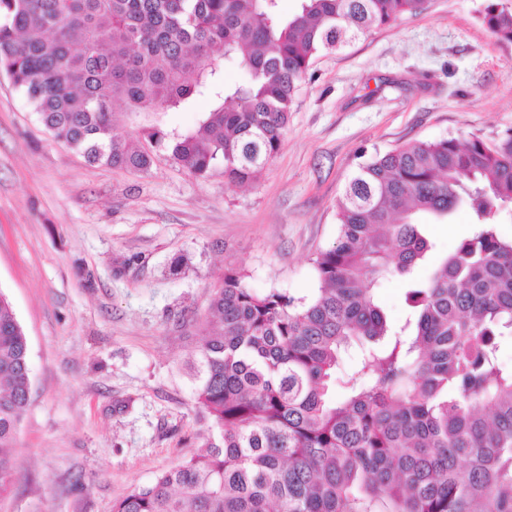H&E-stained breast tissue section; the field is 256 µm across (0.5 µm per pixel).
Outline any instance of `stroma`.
Masks as SVG:
<instances>
[{
	"label": "stroma",
	"instance_id": "1",
	"mask_svg": "<svg viewBox=\"0 0 512 512\" xmlns=\"http://www.w3.org/2000/svg\"><path fill=\"white\" fill-rule=\"evenodd\" d=\"M490 0H428L319 53L283 145L246 185L181 169H112L45 131L0 69V292L29 341L32 398L0 512H112L202 451L212 432L191 365L225 270L298 299L336 239V200L359 164L414 140L512 128V44ZM465 206L427 220L434 256L471 235ZM185 257L177 276L170 263ZM482 23L499 41L512 43V8L489 4L482 15Z\"/></svg>",
	"mask_w": 512,
	"mask_h": 512
}]
</instances>
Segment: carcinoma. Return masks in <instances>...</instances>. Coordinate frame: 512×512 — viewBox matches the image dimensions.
<instances>
[{"instance_id":"obj_1","label":"carcinoma","mask_w":512,"mask_h":512,"mask_svg":"<svg viewBox=\"0 0 512 512\" xmlns=\"http://www.w3.org/2000/svg\"><path fill=\"white\" fill-rule=\"evenodd\" d=\"M425 0H0V67L45 129L91 163L147 171L165 148L195 176L235 184L278 154L313 57L424 9ZM484 26L512 43V8ZM243 82L220 88L216 51ZM213 107L170 134L159 115L197 96ZM144 121L138 146L114 129ZM478 223L393 329L374 289L431 250L419 213L460 206ZM512 129L414 141L359 165L336 202V241L314 259L309 300L258 293L228 270L195 365L196 401L216 436L113 512H512ZM359 349L336 397L341 354ZM31 394L27 336L0 292V495L17 469Z\"/></svg>"}]
</instances>
